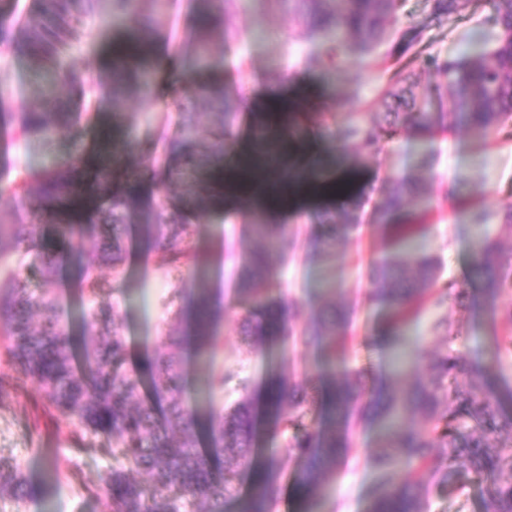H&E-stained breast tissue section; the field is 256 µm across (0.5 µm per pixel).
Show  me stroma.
Returning a JSON list of instances; mask_svg holds the SVG:
<instances>
[{
  "label": "stroma",
  "mask_w": 512,
  "mask_h": 512,
  "mask_svg": "<svg viewBox=\"0 0 512 512\" xmlns=\"http://www.w3.org/2000/svg\"><path fill=\"white\" fill-rule=\"evenodd\" d=\"M136 7L143 20L159 19L157 40L174 68L136 59V66L152 74L149 90L124 83L113 87L111 94H95L81 105L80 123L48 143L19 134L22 113L40 112L46 106L40 94L39 65L9 43H0V80L8 86L10 104L7 118L0 121V171L37 167L51 158L65 161L77 154L86 156L72 213L83 223L97 217L91 202L98 197L96 174L101 169H108L113 192L132 193L142 201L141 208L125 216L123 261L115 268L101 264L94 270L120 316L129 348L128 369L142 371L158 337L185 331V321L165 306L168 289H184L185 300L191 301L204 286L224 305L223 346L206 363L188 353L187 404L227 407L239 399L235 383L225 384L223 393L216 395L204 387L211 370L221 368L248 377L250 397L259 406L264 403L265 386L275 377L320 386L329 368L317 345H297L286 363L275 347L250 345L239 335V324L252 307L251 300L235 292L239 270L253 251L265 249L266 237L277 236L285 225L294 230L296 246L289 258H272L274 275L263 285L279 287L297 301L301 325L335 308L352 310L350 364L377 383L397 382L393 363L398 355L423 356L448 348L487 369L488 388L500 408L512 413V352L496 348L491 340L493 332L502 328V303L487 297L474 278L473 246L482 228L469 222L465 208L469 202L481 204L492 215L487 228L498 232L500 213L512 207V139L501 136L483 145L463 128L434 125L421 133L400 131L383 140L376 153L360 156L347 130L352 113L385 112L383 93L391 73L382 56L369 59L348 49L340 67H331L322 41L305 27L293 0H224L219 21L207 31L208 62L199 66L196 46L189 39L198 14L192 0H136ZM429 13V0H407L401 26L422 27V56L410 69L417 90L429 94L428 111L444 112L448 79L427 67L425 60L463 51L491 10L488 0H472L453 30L430 20ZM87 29V37L71 50L68 63L91 79L107 78L115 45L130 41L132 35L122 20L113 17L111 0H99ZM299 82L312 89L313 99L304 109V127L292 142L298 150L305 146L309 152L292 155L294 176L288 193L298 197V187L304 183L331 184L335 191L319 199L298 197L297 206L285 210L271 205L264 192L252 190L255 173L245 160L248 142L261 141L264 149L279 154L285 150L283 141L271 134L258 137L253 115L242 110L241 102L249 96H293ZM215 88L232 92L223 107H216L208 95ZM186 111L196 127L195 171L192 177L180 179L169 175L163 159L147 148L175 142ZM408 177L419 180V194L402 212L380 216L387 195ZM161 192L167 195L168 213L194 225L208 251L206 265L172 268L149 251L139 227L156 223L155 201ZM351 210L360 216L359 230L348 240H331L323 214ZM418 217L428 226L422 245L440 257L445 279L465 288L467 296L461 307L427 306L407 335L389 337L383 330L388 311L368 302L371 284L365 273L371 260L391 252L396 225ZM257 223L266 225V237L255 233ZM316 236L328 241L326 254L319 260L308 255V242ZM25 277L31 289L48 287L58 294L70 328L74 335H81L84 300L73 268L63 266L49 283L33 270ZM344 280L354 281L351 291L338 290ZM145 284L156 285L157 291L144 310L137 292ZM443 316L448 319L447 331L433 332L432 323ZM17 377L16 371L0 366V457L16 464L42 493L38 499L20 502L2 497L0 512H111L103 493L90 495L84 488L97 485L103 473L119 466L113 441L88 435L87 452L72 455L69 433L57 427L35 388L17 384ZM351 440L350 454L327 485L325 512H365L387 481H402L408 472L400 466L385 475L368 464L380 442L376 426H361ZM72 466L77 467L80 482L66 479ZM487 498L486 482L473 479L447 495H431L428 512H486Z\"/></svg>",
  "instance_id": "obj_1"
}]
</instances>
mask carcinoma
<instances>
[{"label": "carcinoma", "instance_id": "carcinoma-1", "mask_svg": "<svg viewBox=\"0 0 512 512\" xmlns=\"http://www.w3.org/2000/svg\"><path fill=\"white\" fill-rule=\"evenodd\" d=\"M471 0H431L430 17L453 30L465 16ZM210 5L199 13L201 27L192 32L201 41L208 21L222 10V0H196ZM490 22L498 29L495 37L472 35L471 50L435 58L426 64L448 77L451 109L429 120L417 104L412 86L403 74V60L409 55L420 31L398 32L405 0H335L325 7L323 0H299L298 11L314 36L329 40L327 51L335 54L350 40L363 56L373 55L383 44L394 66L393 84L385 97L396 107L408 108L405 123L415 127L461 126L486 144L503 134L512 137V0H490ZM87 0H43L40 11L29 14L10 30L0 31L18 51L33 53L43 68L54 75V84L44 95L52 96L58 84L69 85L85 98L90 80L68 68L66 57L84 31L83 9ZM62 127L45 119L43 112L22 115L21 133L50 139ZM384 130L355 113L352 134L362 149L379 148ZM75 168L51 163L41 169L18 172L3 189L13 191L30 215L27 224H0V275L14 283L8 300L0 299V365L21 373L35 384L48 407L55 412L58 426L75 437V450L86 434H103L116 441L124 461L120 468L102 477L112 512H180V495L191 496L207 505L205 512H224V501L249 484L248 499L241 512H268L276 502L283 479L279 466L255 460L256 416L249 398L229 411L202 413L183 401L185 390L184 351L186 339L167 335L145 358L144 370L127 369L128 344L116 322L114 309L99 300L101 289L89 270L98 257L79 249L64 251L58 243L105 234V251L111 264L120 260L124 213L139 204L132 194H112L107 172L97 174L108 206V220L101 224H75L60 219L66 203L73 202ZM418 192L414 181L397 183L384 212L396 213ZM53 224L51 241L36 239V228ZM334 236L348 238L358 229V215L341 214L331 225ZM164 264L185 263L200 267L206 254L194 237L190 224H144ZM475 271L484 291L494 297L512 299V249L504 251L499 235L484 231L475 249ZM68 258L81 276V290L87 299L83 316L81 346L63 319L56 294L46 289L31 293L22 269H36L44 278L56 276L62 258ZM373 285L368 299L389 310L385 331L396 334L418 316L420 304L433 298L439 304L459 302L465 289L442 279L438 256L418 250L408 255H387L369 263ZM296 303L281 294L264 306L262 319L245 330L247 338L263 344L275 341L282 348L297 339ZM222 311L203 295L193 312L192 338L200 355L213 356L223 337L219 324ZM504 330L497 343L512 351V302L501 308ZM351 312L338 311L333 320L317 322L303 329V339L319 341L332 370L345 380L331 379L326 392L334 407L335 424L327 429L314 424L315 398L308 396L301 382L280 379L266 390L272 431L285 441L288 456L302 461L293 480L299 512H317L322 478L336 471L351 448V428L362 422L383 421L385 432L368 463L388 472L397 464L410 468L406 479L382 490L366 512H426V474L436 488L445 491L474 477L488 482L489 512H512V415L503 414L494 396L484 388L485 372L461 357L439 350L425 360H416L410 383L393 386L369 383L360 370L349 371L348 333ZM407 412L422 421L413 427L399 426ZM209 437L210 453L199 446V429ZM143 473L150 486L132 480L129 473ZM41 494L19 468L0 458V497L29 499Z\"/></svg>", "mask_w": 512, "mask_h": 512}]
</instances>
